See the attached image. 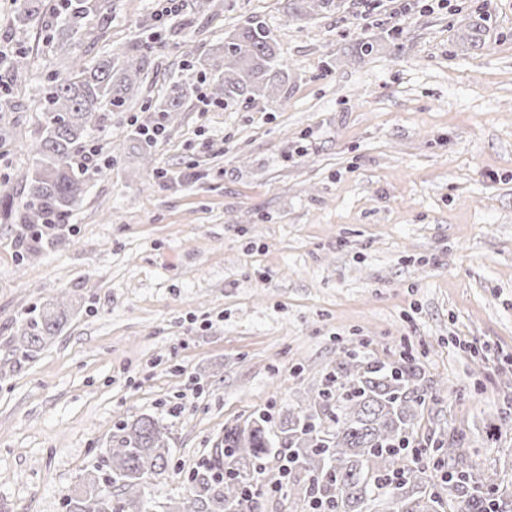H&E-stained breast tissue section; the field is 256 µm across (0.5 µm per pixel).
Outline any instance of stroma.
Listing matches in <instances>:
<instances>
[{
    "label": "stroma",
    "instance_id": "1",
    "mask_svg": "<svg viewBox=\"0 0 512 512\" xmlns=\"http://www.w3.org/2000/svg\"><path fill=\"white\" fill-rule=\"evenodd\" d=\"M339 2L291 19L286 0H181L160 22V0H110L94 38L55 52L26 28L30 69L0 73L19 132L0 141V198L16 204L47 75L75 53L156 47L136 104L87 140L104 173L57 242L25 257L0 223L7 512H66L115 426L147 415L170 459L143 497L167 512L194 470L223 461L228 431L307 407L346 350L387 365L411 350L418 441L459 435L512 483V0ZM251 17L278 44L288 94L226 108L188 60ZM175 81L194 92L143 152L133 133ZM58 301L62 333L13 354L29 313Z\"/></svg>",
    "mask_w": 512,
    "mask_h": 512
}]
</instances>
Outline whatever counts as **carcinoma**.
<instances>
[{
  "instance_id": "1",
  "label": "carcinoma",
  "mask_w": 512,
  "mask_h": 512,
  "mask_svg": "<svg viewBox=\"0 0 512 512\" xmlns=\"http://www.w3.org/2000/svg\"><path fill=\"white\" fill-rule=\"evenodd\" d=\"M107 3L58 0L50 14L43 0H12V7L20 26L49 31L46 43L51 46L59 26L71 39L90 36L91 18L101 15ZM287 9L293 18H306L335 11L336 0H287ZM153 49L149 42L133 44L93 65L75 55L48 78L24 200L3 210L20 226L25 254L37 252L56 227L69 223L89 179L78 162L85 135L110 114L128 109ZM197 64L212 76L213 100L227 107L241 100L280 98L288 84L277 42L257 19L227 33L224 43ZM192 92L187 83H173L155 111H179ZM66 321V311L52 305L31 313L19 350L26 354L45 345ZM423 404L413 365L386 367L347 356L320 400L289 416L279 430L260 417L246 430L229 431L224 467L231 476L219 480L208 469L193 472L190 494L170 512H257V503L245 501L243 484L253 479L258 461L278 435L293 467L286 489L291 512H304L316 497L333 501L336 512H512V491L498 483L496 473L474 470L454 437L446 448L452 479L444 487L402 453L398 444L414 441ZM168 452L153 418L122 423L106 449L108 473L87 475L67 499L66 512H144L141 488L165 472Z\"/></svg>"
}]
</instances>
